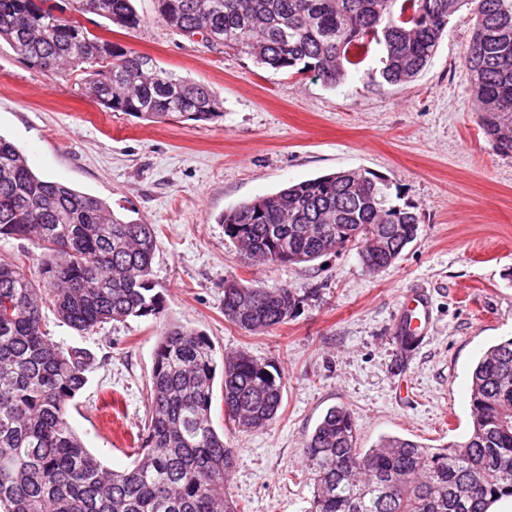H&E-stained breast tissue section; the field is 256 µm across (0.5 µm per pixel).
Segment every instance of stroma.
<instances>
[{
  "mask_svg": "<svg viewBox=\"0 0 512 512\" xmlns=\"http://www.w3.org/2000/svg\"><path fill=\"white\" fill-rule=\"evenodd\" d=\"M140 27L80 22L208 86L224 115L207 123H152L108 112L78 90L80 75L49 76L0 45V135L40 177L135 211L157 225L152 281L165 318L205 332L217 357L245 351L274 364L282 406L264 430L242 434L215 386L211 420L237 451L226 484L247 512H305L312 495L305 439L333 406L347 407L367 449L392 434L437 448L470 428L468 386L478 356L512 337V155L498 153L473 111L460 60L472 30L448 23L413 82L379 87L351 76L332 88L245 55L173 34L154 0H136ZM385 176L395 204L421 218L417 239L372 275L356 251L300 265L244 263L219 219L290 183L342 170ZM295 290L294 317L248 333L224 319V282ZM426 287L431 336L402 357L394 334L406 294ZM55 340L88 351L87 384L70 421L103 464L131 461L148 412V377L161 325L130 318L78 334L43 307Z\"/></svg>",
  "mask_w": 512,
  "mask_h": 512,
  "instance_id": "stroma-1",
  "label": "stroma"
}]
</instances>
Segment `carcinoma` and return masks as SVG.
I'll return each mask as SVG.
<instances>
[{
	"instance_id": "carcinoma-1",
	"label": "carcinoma",
	"mask_w": 512,
	"mask_h": 512,
	"mask_svg": "<svg viewBox=\"0 0 512 512\" xmlns=\"http://www.w3.org/2000/svg\"><path fill=\"white\" fill-rule=\"evenodd\" d=\"M155 4L175 34L275 70L312 73L330 87L372 51L379 66L365 73L369 81H414L466 7L472 35L461 67L472 108L495 150L512 154V0ZM67 11L126 30L142 22L133 0H0V42L50 75L81 70L82 95L110 112L156 123L224 115L208 87L91 34ZM389 190L372 172L340 171L236 205L219 223L252 265L304 264L349 248L377 274L395 264L421 224ZM157 233L100 197L37 176L0 135V236L40 250L26 269L0 262V512H244L226 490L236 449L212 425L213 384L221 371L225 416L243 433L260 431L282 403L274 365L245 351L219 364L205 333L166 322L134 462L108 469L70 422L88 354L54 340L42 307L80 334L129 318L163 320L165 300L151 280ZM298 304L290 288L224 281V319L249 333L288 322ZM469 391L471 429L441 448L388 435L363 451L351 412L329 408L302 448L313 485L308 512H489L512 498V338L481 355Z\"/></svg>"
}]
</instances>
